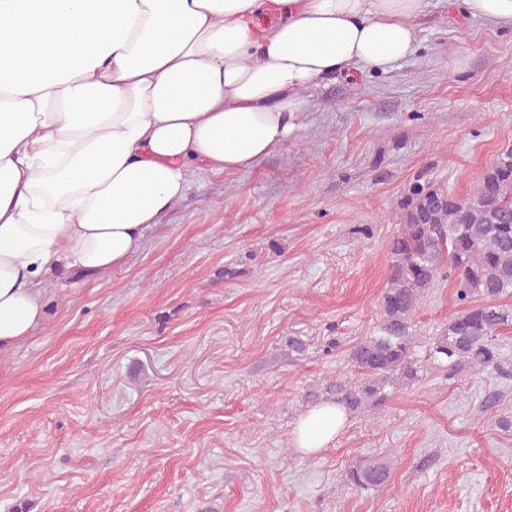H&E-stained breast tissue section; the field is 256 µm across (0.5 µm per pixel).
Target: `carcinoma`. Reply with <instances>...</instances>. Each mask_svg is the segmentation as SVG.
Segmentation results:
<instances>
[{
  "mask_svg": "<svg viewBox=\"0 0 512 512\" xmlns=\"http://www.w3.org/2000/svg\"><path fill=\"white\" fill-rule=\"evenodd\" d=\"M398 216L380 319L348 353L356 380L333 391L352 412L382 407L392 393L422 380L414 312L441 282L452 283L460 309L429 341L427 356L447 368L450 379L466 367L512 377L499 343L512 329V147L498 152L463 196L417 176L398 203ZM390 474L388 463L366 460L348 468L346 479L360 491L375 490Z\"/></svg>",
  "mask_w": 512,
  "mask_h": 512,
  "instance_id": "carcinoma-1",
  "label": "carcinoma"
}]
</instances>
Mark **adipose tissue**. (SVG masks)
I'll return each mask as SVG.
<instances>
[{"label": "adipose tissue", "mask_w": 512, "mask_h": 512, "mask_svg": "<svg viewBox=\"0 0 512 512\" xmlns=\"http://www.w3.org/2000/svg\"><path fill=\"white\" fill-rule=\"evenodd\" d=\"M512 30V0H444ZM429 0H0V354L49 286L140 252L203 173L253 169L302 128L312 92L417 51ZM324 402L293 433L345 429Z\"/></svg>", "instance_id": "1"}]
</instances>
